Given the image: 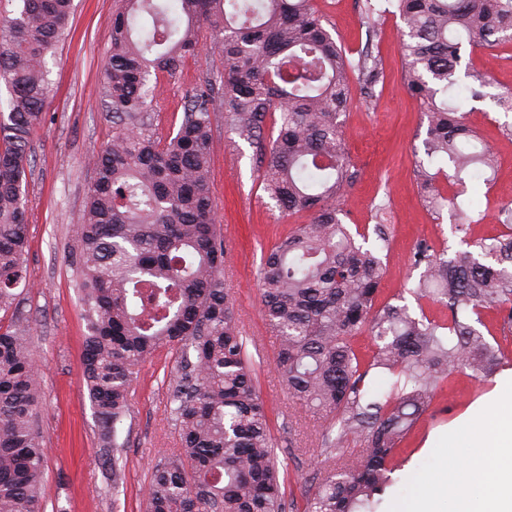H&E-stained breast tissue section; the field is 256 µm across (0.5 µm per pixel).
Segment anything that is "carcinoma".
<instances>
[{
  "instance_id": "1",
  "label": "carcinoma",
  "mask_w": 512,
  "mask_h": 512,
  "mask_svg": "<svg viewBox=\"0 0 512 512\" xmlns=\"http://www.w3.org/2000/svg\"><path fill=\"white\" fill-rule=\"evenodd\" d=\"M103 95L117 119L92 158L72 263L80 273L88 336L83 377L107 448L129 411L131 385L147 358L180 355L169 388L180 448L152 472L148 512H285V475L270 438L231 298L225 244L210 177L213 120L254 145L264 190L283 213L307 212L267 253L260 269L276 365L288 392L326 422L323 452L347 442L306 491L304 512H376L401 467L397 451L457 369L485 382L512 353L481 328L483 311H505L512 328V211L503 231L452 259L426 240L412 254L414 295L438 302L431 320L406 305L379 303L385 265L339 219L336 200L353 178L341 115L353 82L367 96L383 79L378 59L352 66L311 0H118ZM404 23L405 79L425 104V154L448 169L417 165L431 187L427 206L446 201L433 183L464 184L492 167L493 153L464 123L461 49L512 41V0H397ZM73 0H20L0 22V79L11 99L0 113V311L16 310L26 279L25 188L31 135L45 118V57L68 34ZM207 29L224 60L219 79L193 92L177 131L149 122L151 72L174 76L199 51ZM277 135L264 136L267 118ZM367 357L353 346L363 329ZM387 377L388 392L371 388ZM37 370L24 320L0 331V512H42L45 452L35 426ZM336 438H331V432Z\"/></svg>"
}]
</instances>
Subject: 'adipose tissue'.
Masks as SVG:
<instances>
[{
  "mask_svg": "<svg viewBox=\"0 0 512 512\" xmlns=\"http://www.w3.org/2000/svg\"><path fill=\"white\" fill-rule=\"evenodd\" d=\"M425 465L410 474L409 493L394 512H512V377L471 409L460 424L428 438ZM442 448L462 449L455 465L439 462Z\"/></svg>",
  "mask_w": 512,
  "mask_h": 512,
  "instance_id": "adipose-tissue-1",
  "label": "adipose tissue"
}]
</instances>
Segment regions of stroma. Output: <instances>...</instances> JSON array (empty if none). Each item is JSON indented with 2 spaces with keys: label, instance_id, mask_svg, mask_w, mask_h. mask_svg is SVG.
<instances>
[{
  "label": "stroma",
  "instance_id": "1",
  "mask_svg": "<svg viewBox=\"0 0 512 512\" xmlns=\"http://www.w3.org/2000/svg\"><path fill=\"white\" fill-rule=\"evenodd\" d=\"M368 0H312L327 29L351 64L363 54L381 60L384 79L374 100L353 90L342 117V135L355 179L339 201L340 218L349 228L369 232L386 267L381 298L406 294L410 309H423L440 320L448 311L431 301L416 302L409 291L419 277L410 264L414 246L425 239L450 252L466 251L468 243L498 235L503 208H512V111L497 96L512 91V43L489 50H468L462 68L465 87L475 76L486 77L483 98L466 100V119L497 155L489 181L468 183L465 190L439 181L442 194L454 205L441 212L429 209L415 176L416 162L437 169L427 159V119L423 102L405 81L407 59L402 49L404 24L396 0L372 1L380 21L369 27L363 4ZM70 32L47 58L53 91L45 120L32 135L31 172L27 176L28 278L17 289V308L30 327L42 407L37 429L45 450L44 512H145V492L155 465L178 446L167 407L171 378L180 363L168 351L143 362L131 388V409L118 434L122 449L116 463L105 462L99 427L82 377L87 334L76 270L71 262L74 226L83 216L93 173L89 161L112 138V117L102 95L109 57L115 0H75ZM223 68L211 45L188 58L172 77L163 76L151 99V120L159 131L181 123L192 90ZM212 178L219 225L227 253L224 286L230 292L248 356L256 364L259 390L268 409L271 436L286 466L289 490L297 512H303V487L325 474L324 422L312 409L291 399L275 366L278 341L268 330L262 311L261 258L309 215L281 216L261 184L259 156L223 122L213 125ZM382 225L384 237L372 234ZM512 375L505 367L482 383L470 371L451 377V394H439L417 428L403 443V469L395 472L380 512H392L407 489L408 472L424 457L430 432L457 425L482 402L498 379ZM120 468V489L112 487V470Z\"/></svg>",
  "mask_w": 512,
  "mask_h": 512
}]
</instances>
